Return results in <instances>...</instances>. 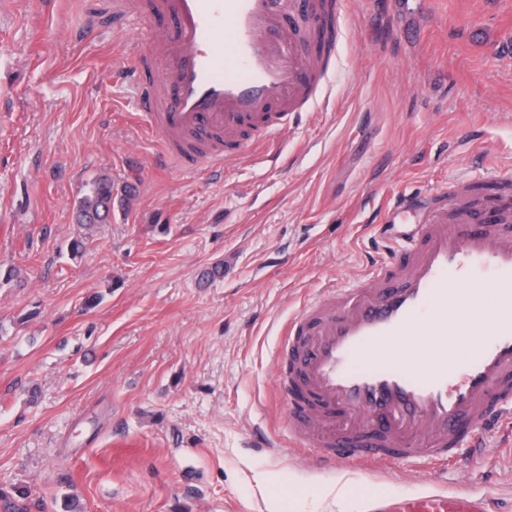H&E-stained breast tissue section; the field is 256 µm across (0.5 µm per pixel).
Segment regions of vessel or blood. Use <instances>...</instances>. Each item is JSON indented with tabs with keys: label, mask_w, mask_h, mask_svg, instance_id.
Wrapping results in <instances>:
<instances>
[{
	"label": "vessel or blood",
	"mask_w": 512,
	"mask_h": 512,
	"mask_svg": "<svg viewBox=\"0 0 512 512\" xmlns=\"http://www.w3.org/2000/svg\"><path fill=\"white\" fill-rule=\"evenodd\" d=\"M153 19L173 20L140 55L170 70L143 85L139 110L163 139L166 158L191 168L223 164L249 145L248 132L274 135L328 93L336 54L335 0H151ZM490 213L448 221V199L421 206L400 197L381 232L390 249L355 288L330 290L284 331V399L298 449L353 466L447 462L478 448L487 425L512 438V212L497 196ZM491 288L492 308L479 297ZM466 342L455 363L437 337ZM363 512H490L475 492L389 493Z\"/></svg>",
	"instance_id": "1"
}]
</instances>
